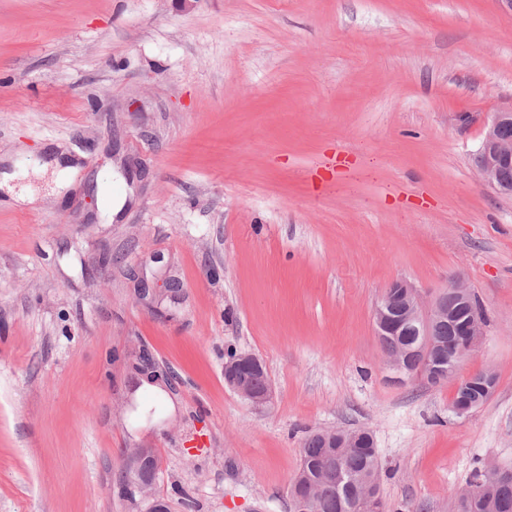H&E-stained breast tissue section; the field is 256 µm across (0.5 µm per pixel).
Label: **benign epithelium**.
Returning <instances> with one entry per match:
<instances>
[{"label": "benign epithelium", "mask_w": 512, "mask_h": 512, "mask_svg": "<svg viewBox=\"0 0 512 512\" xmlns=\"http://www.w3.org/2000/svg\"><path fill=\"white\" fill-rule=\"evenodd\" d=\"M474 162L485 185L512 194V107L493 113ZM450 291L461 307L473 305L474 294L463 282L455 281ZM449 319L448 306L441 296L427 305L420 290L401 279L384 288L373 311L375 334L398 336L410 329L413 335L421 337L394 350L384 349L387 363L399 381L432 380L439 384L454 377L459 363L473 354L484 334L485 318L474 313L461 325L460 338L447 358L434 336ZM259 366L256 356L239 352L224 365V382L251 404L263 407L272 400L271 384L258 387L248 376L250 370Z\"/></svg>", "instance_id": "benign-epithelium-1"}]
</instances>
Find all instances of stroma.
<instances>
[{"label": "stroma", "mask_w": 512, "mask_h": 512, "mask_svg": "<svg viewBox=\"0 0 512 512\" xmlns=\"http://www.w3.org/2000/svg\"><path fill=\"white\" fill-rule=\"evenodd\" d=\"M510 106L507 0H0V171L76 167L0 190V512H146L115 492L134 448L172 512H290L326 429L373 434L386 512L512 468V194L474 164ZM397 279L483 305L456 377L396 382ZM230 348L269 405L225 386ZM143 350L166 391L132 389ZM333 448H324V443L317 433L310 435L301 448V471L306 475L315 476L314 468L323 463L331 454Z\"/></svg>", "instance_id": "35a3bbf8"}]
</instances>
